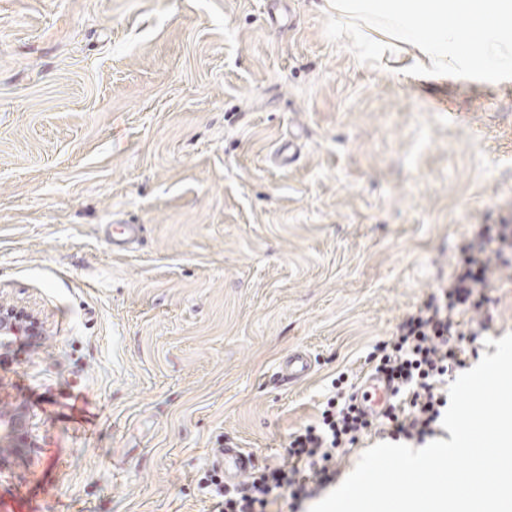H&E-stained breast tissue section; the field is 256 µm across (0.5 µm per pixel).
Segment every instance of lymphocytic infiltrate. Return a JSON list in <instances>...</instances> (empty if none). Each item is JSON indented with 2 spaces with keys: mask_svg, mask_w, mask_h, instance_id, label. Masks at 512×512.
I'll use <instances>...</instances> for the list:
<instances>
[{
  "mask_svg": "<svg viewBox=\"0 0 512 512\" xmlns=\"http://www.w3.org/2000/svg\"><path fill=\"white\" fill-rule=\"evenodd\" d=\"M496 265L511 269L512 258L500 248L465 251L449 285L441 286L425 309L402 322L392 339L376 345L371 354L375 370L397 392L383 415L392 438L420 441L434 435L448 405L440 386L448 373L464 366L467 357L458 310L474 306ZM372 426V419L351 396L338 393L328 399L317 424L290 435L286 465L251 470L230 487L216 473L206 480L216 487L221 512H266L271 496L284 492L296 501L308 499L315 486L332 481L337 449L355 444Z\"/></svg>",
  "mask_w": 512,
  "mask_h": 512,
  "instance_id": "f902f5d3",
  "label": "lymphocytic infiltrate"
}]
</instances>
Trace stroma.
<instances>
[{"label":"stroma","mask_w":512,"mask_h":512,"mask_svg":"<svg viewBox=\"0 0 512 512\" xmlns=\"http://www.w3.org/2000/svg\"><path fill=\"white\" fill-rule=\"evenodd\" d=\"M501 224L512 72L368 62L318 0H0V304L42 330L0 347V512H217L214 450L286 464ZM310 365L306 355L295 352L288 356L284 367L281 369V380L288 383L302 379L309 373Z\"/></svg>","instance_id":"35a3bbf8"}]
</instances>
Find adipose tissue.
Listing matches in <instances>:
<instances>
[{"label": "adipose tissue", "mask_w": 512, "mask_h": 512, "mask_svg": "<svg viewBox=\"0 0 512 512\" xmlns=\"http://www.w3.org/2000/svg\"><path fill=\"white\" fill-rule=\"evenodd\" d=\"M323 9L366 23L375 59L409 57L426 73L494 74L512 64V0H322Z\"/></svg>", "instance_id": "adipose-tissue-1"}]
</instances>
